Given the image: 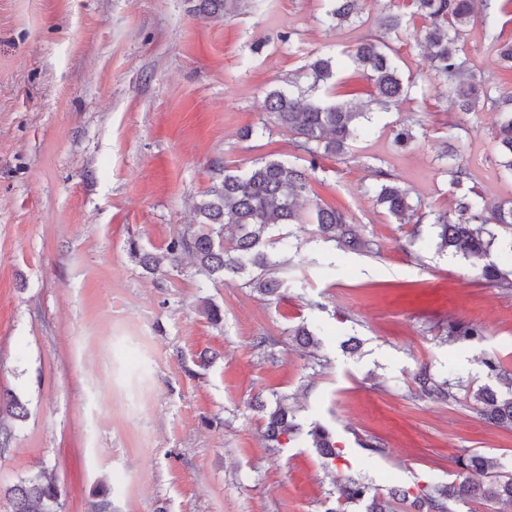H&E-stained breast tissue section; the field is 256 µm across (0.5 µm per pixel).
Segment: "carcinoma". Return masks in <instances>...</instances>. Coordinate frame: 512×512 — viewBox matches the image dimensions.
<instances>
[{
    "label": "carcinoma",
    "instance_id": "1",
    "mask_svg": "<svg viewBox=\"0 0 512 512\" xmlns=\"http://www.w3.org/2000/svg\"><path fill=\"white\" fill-rule=\"evenodd\" d=\"M227 4L228 0H198V9L219 17L226 14ZM411 6L410 18L424 21L421 33L427 67L444 81L451 108L462 117L486 106L500 112L494 138L500 150V166L512 172V96H497L485 80L465 76V60L460 55V42L467 28L474 23L477 12L488 8V0H411ZM364 10V0H328L324 22L340 26ZM405 24V15L383 8L377 30L364 41L336 55L313 59L302 77L271 90L266 96L271 122L250 133L262 137L273 127L285 129L298 138L296 149L300 154L292 160L262 158L247 170L224 169L223 177L196 205L197 224L172 238L163 251L140 253L144 268L159 272L167 263L178 265L186 254L207 279L246 275L245 287L270 301L281 294L288 273V261L278 259L291 247L292 233L282 232L283 227L311 224L315 241L332 243L340 250H368L369 241L346 212L321 206L308 212L301 199L310 189L319 157L347 154L352 142L368 133L365 121L371 119L375 109H388L416 86L412 77L402 76L393 47V37ZM349 66L362 72L374 88V97L361 108L329 98L336 75ZM450 160L446 173L451 185L459 189L467 179V170L458 157ZM366 194L395 223H421V204L387 175L378 173L377 182L367 187ZM455 214L452 218L446 211L430 213L439 250L480 266L484 279L512 288L509 273L487 261L496 241L491 226L512 230V200L491 201L469 188L457 197ZM289 335L297 347L319 360L316 350L320 340L307 326H297L289 330ZM484 339L485 328L480 324H448L449 342L474 344ZM482 367L488 382L470 391L472 410L485 422L512 430V373L496 358L482 360ZM413 384L416 397L443 405L459 402L457 391L463 389L459 381L437 380L426 364L414 373ZM273 397L272 407L262 400L252 404L265 419V440L280 447L282 440L291 442L303 434L322 457H339L325 426L296 422L288 397L276 393ZM0 416L21 421L28 417V411L16 396L0 395ZM453 464V481L416 494L418 512H455V505L484 502L496 505L494 512H512V475L477 453L458 456ZM474 474L479 478H472ZM7 495L9 512H64L63 492L43 469L10 487ZM408 495L409 491L399 488L377 492L362 478L348 475L334 483L325 512H345L347 506L361 502L365 504L364 512H396L395 504Z\"/></svg>",
    "mask_w": 512,
    "mask_h": 512
}]
</instances>
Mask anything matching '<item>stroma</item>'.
Returning a JSON list of instances; mask_svg holds the SVG:
<instances>
[{
	"instance_id": "1",
	"label": "stroma",
	"mask_w": 512,
	"mask_h": 512,
	"mask_svg": "<svg viewBox=\"0 0 512 512\" xmlns=\"http://www.w3.org/2000/svg\"><path fill=\"white\" fill-rule=\"evenodd\" d=\"M324 13L323 0H241L221 17L190 0H0V393L29 412L0 448V512L6 489L43 467L65 512L104 500L112 512H325L339 474L412 489L452 480L465 450L512 465V430L411 390L423 363L474 387L481 359L512 370V288L439 253L430 224L398 226L364 193L381 170L425 210H454L438 158L450 139L467 186L512 199L496 113L454 128L444 85L423 70L420 23L394 41L417 87L374 113L347 155L318 158L306 201L347 211L371 253L299 232L287 284L266 301L236 280L202 286L190 258L153 275L130 252L162 251L193 224L223 166L294 154L287 130L244 132L266 118L269 91L358 44L377 16L370 5L362 21L330 28ZM498 37L512 38V11L476 20L463 55L508 93ZM419 117L424 134L399 149L397 130ZM411 232L416 243L400 250ZM205 298L220 323L201 313ZM452 320L481 324L485 340L446 342ZM301 323L317 330L324 366L291 343ZM353 334L363 346L350 356L341 343ZM262 336L276 340L274 358L254 347ZM207 350L218 358L199 367ZM274 392L296 398L298 421L333 429L344 450L335 471L305 439L263 441L250 403ZM367 436L385 455L359 446Z\"/></svg>"
}]
</instances>
